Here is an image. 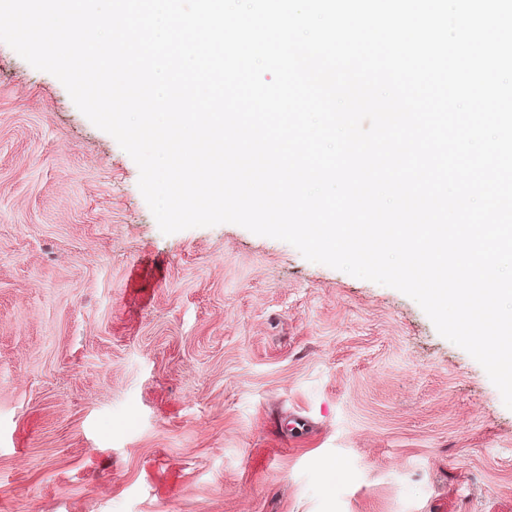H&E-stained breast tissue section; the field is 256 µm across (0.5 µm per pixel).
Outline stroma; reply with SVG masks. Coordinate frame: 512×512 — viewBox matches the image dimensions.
<instances>
[{
  "label": "stroma",
  "mask_w": 512,
  "mask_h": 512,
  "mask_svg": "<svg viewBox=\"0 0 512 512\" xmlns=\"http://www.w3.org/2000/svg\"><path fill=\"white\" fill-rule=\"evenodd\" d=\"M138 179L0 42V512H512V409L413 299Z\"/></svg>",
  "instance_id": "obj_1"
}]
</instances>
